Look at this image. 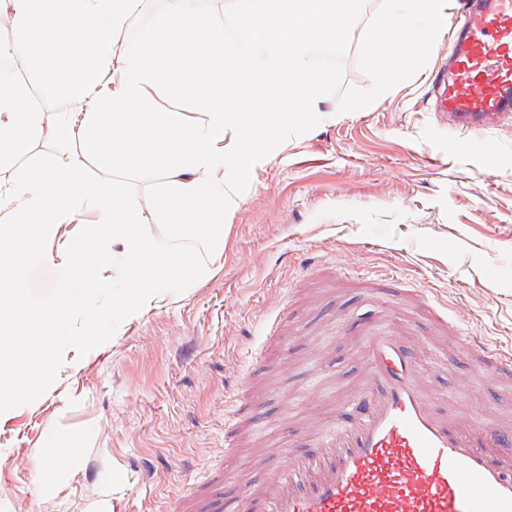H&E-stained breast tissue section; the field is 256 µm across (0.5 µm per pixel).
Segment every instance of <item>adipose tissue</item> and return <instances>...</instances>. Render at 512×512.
<instances>
[{
  "label": "adipose tissue",
  "instance_id": "obj_1",
  "mask_svg": "<svg viewBox=\"0 0 512 512\" xmlns=\"http://www.w3.org/2000/svg\"><path fill=\"white\" fill-rule=\"evenodd\" d=\"M141 0H8L0 31V392L27 396L46 381L51 353L75 314L93 342L110 311L137 315L167 294L214 276L224 217L244 177L263 168L288 133L314 120L329 84L318 56L354 36L356 0H227L223 18L166 0L138 46L115 58L116 37ZM452 0H385L365 44L384 94L444 35ZM83 102L104 80L112 94L83 112H43L18 67ZM192 102L197 118L160 108L158 94ZM81 144L109 173L154 172L146 200L94 180L67 152L23 164L36 138ZM162 225L154 234L152 225ZM198 241V257L186 245ZM57 275L44 303L29 295L33 261ZM111 304L85 306L73 295Z\"/></svg>",
  "mask_w": 512,
  "mask_h": 512
}]
</instances>
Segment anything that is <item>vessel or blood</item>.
<instances>
[{"instance_id": "1", "label": "vessel or blood", "mask_w": 512, "mask_h": 512, "mask_svg": "<svg viewBox=\"0 0 512 512\" xmlns=\"http://www.w3.org/2000/svg\"><path fill=\"white\" fill-rule=\"evenodd\" d=\"M441 111L482 133L512 118V0H469L448 32V65L427 79ZM338 335L361 327L363 376L334 429L290 452L258 491L213 512H512V429L471 430L438 404L405 329L331 313ZM480 367L512 375V348L459 336ZM212 482L189 488L171 512H198Z\"/></svg>"}]
</instances>
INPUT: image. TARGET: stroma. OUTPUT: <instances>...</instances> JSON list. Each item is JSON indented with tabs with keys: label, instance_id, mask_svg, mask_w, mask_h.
Masks as SVG:
<instances>
[{
	"label": "stroma",
	"instance_id": "1",
	"mask_svg": "<svg viewBox=\"0 0 512 512\" xmlns=\"http://www.w3.org/2000/svg\"><path fill=\"white\" fill-rule=\"evenodd\" d=\"M164 0H142L114 43L132 50ZM383 0H358L354 39L321 54L327 100L287 151L240 190L224 221L216 274L130 317H106L97 339L64 337L46 384L0 395V512H168L213 466L225 498L336 421L354 394L363 338L318 325L335 309L368 311L359 281L395 277L412 298L386 297L414 320L422 373L450 416L512 426V378L478 370L454 336L432 329V299L463 335L512 347V121L481 135L451 132L433 109L427 74L448 54L435 43L389 93L363 44ZM268 348L257 370L252 354ZM251 387L257 415L224 450L230 403ZM84 442L48 474L45 448Z\"/></svg>",
	"mask_w": 512,
	"mask_h": 512
}]
</instances>
